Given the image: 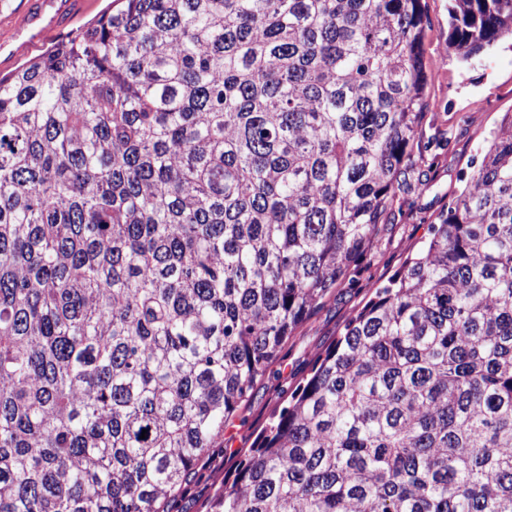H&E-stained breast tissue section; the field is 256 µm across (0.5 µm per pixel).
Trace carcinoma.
<instances>
[{"label":"carcinoma","instance_id":"1","mask_svg":"<svg viewBox=\"0 0 512 512\" xmlns=\"http://www.w3.org/2000/svg\"><path fill=\"white\" fill-rule=\"evenodd\" d=\"M428 24L111 0L0 76V512H172L394 223ZM509 36L512 0H449L462 61ZM204 508L512 512V115Z\"/></svg>","mask_w":512,"mask_h":512}]
</instances>
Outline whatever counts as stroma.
Segmentation results:
<instances>
[{
	"mask_svg": "<svg viewBox=\"0 0 512 512\" xmlns=\"http://www.w3.org/2000/svg\"><path fill=\"white\" fill-rule=\"evenodd\" d=\"M22 0H0V75L24 62L13 47L30 41L35 57L58 38L52 27L56 0H41L33 9ZM430 23L424 52L431 64L427 107L412 149L411 186L399 192L395 223L380 225L372 249L346 281L303 322L278 358L258 381L252 397L224 426L219 447L205 458L209 465L179 495V512H201L202 504L222 485L233 456L253 447L258 434L284 396L306 376L313 360L340 336L346 322L372 297L428 237L479 160L490 131L512 113V41L504 39L471 62L448 51V0H425ZM27 55V56H28Z\"/></svg>",
	"mask_w": 512,
	"mask_h": 512,
	"instance_id": "obj_1",
	"label": "stroma"
}]
</instances>
